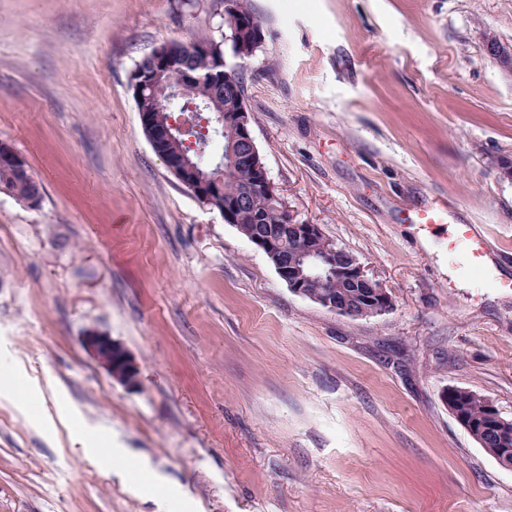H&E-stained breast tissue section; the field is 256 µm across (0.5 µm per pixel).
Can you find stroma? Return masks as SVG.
Masks as SVG:
<instances>
[{
	"label": "stroma",
	"mask_w": 512,
	"mask_h": 512,
	"mask_svg": "<svg viewBox=\"0 0 512 512\" xmlns=\"http://www.w3.org/2000/svg\"><path fill=\"white\" fill-rule=\"evenodd\" d=\"M238 61L268 176L392 294L348 318L153 151L129 85L165 40L214 39L218 0H0V142L41 182L0 194V512H512L442 395L512 420V0H252ZM440 224H419V210ZM472 224L479 276L448 249ZM112 336L130 390L82 348ZM105 435L139 462L73 443ZM448 248L462 250L466 265L480 270L488 256L487 237L472 224H456L448 231ZM84 349L113 377L127 388L140 384V366L135 357L111 336L97 330H87L81 339ZM121 359V371L112 362V355ZM74 440L80 446V451L86 456H92L96 458L103 466H110L112 461H115L112 455L114 449L104 445H100L99 440L90 436L87 433L76 431L74 433Z\"/></svg>",
	"instance_id": "1"
}]
</instances>
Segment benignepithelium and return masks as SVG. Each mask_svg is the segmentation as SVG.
Listing matches in <instances>:
<instances>
[{
    "label": "benign epithelium",
    "mask_w": 512,
    "mask_h": 512,
    "mask_svg": "<svg viewBox=\"0 0 512 512\" xmlns=\"http://www.w3.org/2000/svg\"><path fill=\"white\" fill-rule=\"evenodd\" d=\"M224 18L232 27L248 32L251 40L260 39L259 28L239 18L236 0H224ZM184 46L185 43L175 40L163 42L148 54V67L134 71L132 82L150 92L159 112L165 111L166 103L174 99L193 96L196 77L192 73H185L177 83L167 80L170 70L180 62V50ZM487 54L501 68L512 70V51L500 47L493 38L489 40ZM210 84L214 93L224 96L223 110L214 112L213 117L215 125L228 134L224 165L205 173L192 161L172 155L165 157L170 171L205 203L223 193L224 168L250 170L252 179L224 205V222L237 225L246 218L256 224L250 242L269 257L293 293L303 296L308 283L315 282L322 291L312 296V300L329 312L360 318L385 310L389 292L367 274L359 260L327 239L319 225L299 222L288 210L261 160L240 83L232 75L221 72L212 75ZM140 118L153 149L164 147L177 137V125L164 124L150 112L140 113ZM332 286L350 289L359 297V307H352L346 295L329 291ZM81 343L116 381L130 389L140 384L139 363L112 337L87 330Z\"/></svg>",
    "instance_id": "benign-epithelium-1"
}]
</instances>
